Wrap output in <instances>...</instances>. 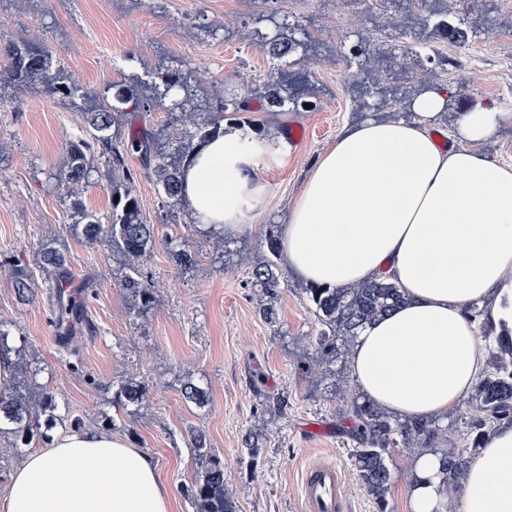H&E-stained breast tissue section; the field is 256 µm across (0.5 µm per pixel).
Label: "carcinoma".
<instances>
[{"label":"carcinoma","instance_id":"1","mask_svg":"<svg viewBox=\"0 0 512 512\" xmlns=\"http://www.w3.org/2000/svg\"><path fill=\"white\" fill-rule=\"evenodd\" d=\"M3 54L7 59L3 79L17 86L31 82L34 79L33 73L46 67L49 59L47 53L30 57L22 46L10 41ZM91 99L96 111L90 113L85 137L70 143L67 164L60 178L68 185L84 182L89 179L93 169L91 161L98 159L104 163L107 171L119 175V186L114 188V194L119 199L113 211L106 216L81 212L75 218L73 229L90 243L139 257L154 247L155 233L154 225L144 220L135 191L139 173L129 166V156L136 152L143 161L154 164L166 202L173 208L178 206L182 202V171L187 157L194 150L192 141L202 143L224 134V106L220 104L215 108L216 118L213 123L196 131L190 142L178 146L173 152H167L159 149L153 140H127L123 138L120 128L116 127L122 106L132 102L134 108L148 112L152 108L151 104L131 93L118 106L112 101L110 85L104 88L101 95H93ZM266 246L268 258L253 269L252 279L269 298V303L260 308L259 313L270 322L275 315L273 302L283 287L278 269L281 242L275 232L268 233ZM41 262L43 267L53 271L55 288H62V283L71 279L70 263L65 252L45 250L41 252ZM122 286L137 294L144 305L152 302L149 276L140 267H129ZM307 293L321 325L316 339L317 349L331 357L338 354V342L356 338L366 324L389 314L404 303L400 289L384 278L344 288L312 284L307 288ZM87 307L85 301L69 306L56 304L55 327L59 344L66 345L73 334L89 326ZM489 341V370L481 377L475 393L482 416L464 423L463 434L468 441L465 448L448 450L434 447L437 427L436 418L432 416L399 418L388 414L366 396L351 404L348 414L356 423L352 432L354 448L351 458L377 512H386L387 509L391 477L388 467L390 449L410 440L421 441L426 452L441 457L446 483L460 485L469 468L470 449L483 445L498 426L512 425V369L506 368L502 361L504 354L512 353V335L491 336ZM142 397L143 388L131 382L122 387L119 400L128 406L139 403ZM37 401L41 413L45 415L44 430L53 429L61 420V416L56 414L58 402L55 391L42 390ZM0 419L12 424L11 433L24 438V444L31 443L34 437L32 406L26 398L17 392L0 394ZM191 444L203 467L201 475L186 487V494L195 512H235V506L224 492V464L207 448L205 436H193Z\"/></svg>","mask_w":512,"mask_h":512}]
</instances>
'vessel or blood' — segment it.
<instances>
[{"instance_id":"1","label":"vessel or blood","mask_w":512,"mask_h":512,"mask_svg":"<svg viewBox=\"0 0 512 512\" xmlns=\"http://www.w3.org/2000/svg\"><path fill=\"white\" fill-rule=\"evenodd\" d=\"M302 512H348L345 478L332 461L315 459L302 477Z\"/></svg>"}]
</instances>
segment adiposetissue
I'll list each match as a JSON object with an SVG mask.
<instances>
[{"label": "adipose tissue", "instance_id": "ef3b65f1", "mask_svg": "<svg viewBox=\"0 0 512 512\" xmlns=\"http://www.w3.org/2000/svg\"><path fill=\"white\" fill-rule=\"evenodd\" d=\"M447 102L435 89L410 121L367 120L341 134L311 169L282 231L289 265L306 282L339 288L383 276L406 302L368 325L352 357L356 387L405 417L447 414L473 392L483 344L468 311L490 304L512 327V165L472 151L504 119L495 109L459 113L457 145L440 150L433 122ZM285 138L259 140L243 126L195 148L182 194L197 223L242 230L263 207L260 166L281 165ZM410 512H447L437 457L415 465ZM462 512H512V426L479 448L465 476ZM152 460L118 435L59 433L13 474L0 512H171Z\"/></svg>", "mask_w": 512, "mask_h": 512}]
</instances>
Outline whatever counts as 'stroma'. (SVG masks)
I'll return each instance as SVG.
<instances>
[{"label": "stroma", "instance_id": "1", "mask_svg": "<svg viewBox=\"0 0 512 512\" xmlns=\"http://www.w3.org/2000/svg\"><path fill=\"white\" fill-rule=\"evenodd\" d=\"M0 35L17 43L41 40L54 64L80 90L140 82L154 85L176 71L192 91L180 131L210 125L219 97L248 95L249 112H228L229 123L275 138L300 128L287 162L267 176L264 208L242 232L210 229L191 212L171 208L154 173L139 156L137 183L144 217L155 224L153 249L138 258L151 277L153 303L142 307L121 288L127 260L91 245L70 229L74 204L111 212L112 182L104 173L61 186L67 147L82 121L74 102L42 84H0V346L14 355L13 380L23 396L56 391L59 411L79 416L87 431L101 414L114 434L154 461L173 497V512H194L184 489L201 466L190 446L204 432L224 464V491L236 512H301L302 474L321 457L348 479L350 512H376L351 460L358 395L351 359L323 360L320 329L306 281L280 259L284 283L276 301L254 286L251 272L267 258L262 241L281 231L306 177L338 135L361 121L382 119L371 87L397 82L448 88L436 125L453 135L457 115L493 108L507 115L481 153L512 164V0H388L384 13L370 0H0ZM288 93L287 108L264 102L267 86ZM187 246L197 264L180 269L169 252ZM64 247L71 290L91 285L92 332L68 348L57 343L50 275L40 253ZM31 274L35 292L19 300L15 266ZM275 307L274 321L258 310ZM139 383V404L117 408L122 384ZM193 383L205 406L187 399ZM471 396L440 417L436 447L465 439L457 420L479 418ZM330 424L325 437L304 435L305 424ZM421 443L393 449L387 512H409L406 491Z\"/></svg>", "mask_w": 512, "mask_h": 512}]
</instances>
